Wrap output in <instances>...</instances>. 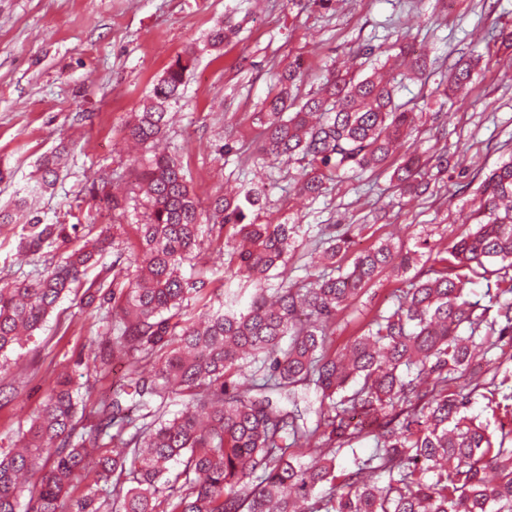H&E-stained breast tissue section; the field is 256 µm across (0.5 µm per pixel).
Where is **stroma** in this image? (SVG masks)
I'll list each match as a JSON object with an SVG mask.
<instances>
[{"label": "stroma", "mask_w": 512, "mask_h": 512, "mask_svg": "<svg viewBox=\"0 0 512 512\" xmlns=\"http://www.w3.org/2000/svg\"><path fill=\"white\" fill-rule=\"evenodd\" d=\"M227 18L239 34L220 50L207 49L209 31ZM504 26L512 27V0H333L326 10L313 0H0V206L60 146L59 179L32 198L34 211L48 224L111 228L116 221L94 199L93 185L109 176L130 193L125 125L169 64L192 48L196 61L185 96L159 147L179 156L190 189L203 202L223 192L237 169L241 183L265 182L269 201L260 220L297 225L304 242V258L288 261L294 280L306 278L323 224L364 225L360 250L382 241L406 250L425 239L452 242L471 226L480 178L512 155V47L498 39ZM399 39L428 63L426 79L406 82L397 93L399 101L417 102L423 151L433 145L425 132L434 126L432 92L442 73L471 50L492 57L471 92L446 107L447 173L410 201L399 197L387 169L368 172L360 194L346 183L315 200L295 195L286 165L259 156V130L250 120L274 73L301 59L299 91L307 94L318 89L326 65L351 67L358 45L388 47ZM230 124L242 134L237 163L218 155ZM21 232V225L0 224V280L10 281L19 270L43 271L62 257L47 248L18 259ZM226 260L223 241L208 232L182 273L204 279L219 295L239 283ZM413 277L410 271L382 274L337 320L335 349L377 311L392 308L396 289ZM108 312L82 307L78 295H68L18 364L0 375V451L18 446L59 372L80 383L91 378L89 338L106 334Z\"/></svg>", "instance_id": "obj_1"}]
</instances>
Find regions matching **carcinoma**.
Instances as JSON below:
<instances>
[{
    "label": "carcinoma",
    "instance_id": "carcinoma-1",
    "mask_svg": "<svg viewBox=\"0 0 512 512\" xmlns=\"http://www.w3.org/2000/svg\"><path fill=\"white\" fill-rule=\"evenodd\" d=\"M236 35L218 25L208 46ZM360 70L327 69L321 87L298 96L296 60L254 113L262 128L258 152L300 164L294 175L311 198L327 185L385 166L403 197L413 198L448 171L447 147L425 157L397 147L414 131V108L396 99V86L377 71L405 68L412 80L427 64L398 46L352 50ZM194 54L177 57L155 83L126 136L149 145L183 97ZM482 57L458 59L438 84L435 116L474 81ZM238 136L224 130V161L239 155ZM32 194L56 184L59 156L44 157ZM147 210L137 225L142 251L134 272L121 267L122 242L107 236L71 250L58 265L0 287V372L24 348L60 299L77 290L96 256L116 251L105 277L84 291L86 304L111 306L110 336H96L93 370L107 377L111 355L127 361L120 384L92 399L95 386L57 377L22 434L24 443L0 453V512H512V431L469 414L485 400L491 415H512V155L482 178L475 228L451 245L423 241L424 251L389 242L356 253L339 273L288 280L296 226L247 219L263 209L266 188L244 200L214 196L207 210L190 191L175 154L154 155L136 167ZM227 231L234 274L252 286L250 301L224 290L212 304L206 282L190 283L183 263L201 246V216ZM76 225L26 217L19 247L31 253L69 242ZM364 224L325 227V264L347 254ZM429 266L399 290L394 308L374 315L333 348L336 317L388 268ZM112 277H107V274ZM278 280L271 289L267 282ZM487 283L488 304L466 287ZM202 304L204 322L185 302ZM182 409L168 416V405ZM362 440L366 457L340 468L337 456ZM316 456L312 466L291 452ZM93 475L84 496L69 489Z\"/></svg>",
    "mask_w": 512,
    "mask_h": 512
}]
</instances>
